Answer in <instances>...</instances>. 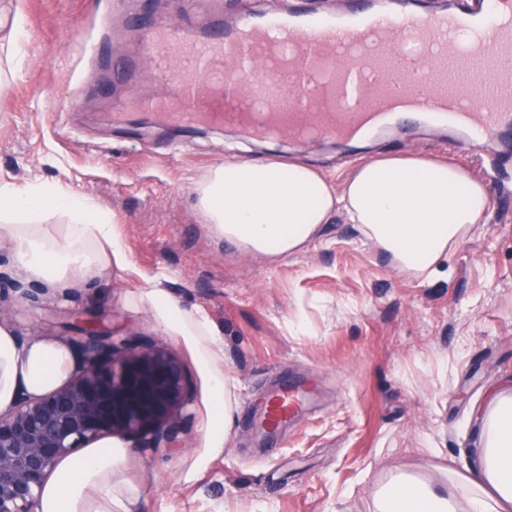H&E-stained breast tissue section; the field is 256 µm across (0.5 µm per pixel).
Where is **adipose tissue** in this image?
<instances>
[{
	"label": "adipose tissue",
	"mask_w": 512,
	"mask_h": 512,
	"mask_svg": "<svg viewBox=\"0 0 512 512\" xmlns=\"http://www.w3.org/2000/svg\"><path fill=\"white\" fill-rule=\"evenodd\" d=\"M194 193L206 222L235 247L271 259L292 255L340 212L414 276L435 272L490 208L486 188L464 169L413 155L368 159L339 189L303 163L228 161L212 167ZM49 211L68 216L63 237L42 233L39 220ZM0 239L13 243L20 270L50 286L93 273L98 245L109 244L115 261L124 258L107 212L87 197L38 183L0 185ZM145 301L165 331L195 350L207 376L208 418L203 450L189 469L194 475L223 453L234 422L230 381L220 366L224 343L205 314L182 309L164 289H149ZM73 362L60 343L22 342L0 327V411L57 386ZM478 418L481 448L470 473L432 477L396 467L374 486V512H512V392L493 391ZM124 456L106 438L62 460L40 492L39 512H132L139 489L120 475Z\"/></svg>",
	"instance_id": "1"
}]
</instances>
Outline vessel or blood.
Wrapping results in <instances>:
<instances>
[{
  "label": "vessel or blood",
  "mask_w": 512,
  "mask_h": 512,
  "mask_svg": "<svg viewBox=\"0 0 512 512\" xmlns=\"http://www.w3.org/2000/svg\"><path fill=\"white\" fill-rule=\"evenodd\" d=\"M502 4L446 0L424 12L418 0H391L385 10L358 0L343 16L287 8L202 37L151 28L142 52L175 93L146 106L183 125L239 123L262 110L255 135L271 128L298 139L308 129L321 137L385 131L404 106L467 146L495 139L511 148L512 11ZM311 396L305 380L277 385L270 421L287 426Z\"/></svg>",
  "instance_id": "1"
}]
</instances>
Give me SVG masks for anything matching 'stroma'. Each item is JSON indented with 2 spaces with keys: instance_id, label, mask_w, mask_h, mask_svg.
<instances>
[{
  "instance_id": "stroma-1",
  "label": "stroma",
  "mask_w": 512,
  "mask_h": 512,
  "mask_svg": "<svg viewBox=\"0 0 512 512\" xmlns=\"http://www.w3.org/2000/svg\"><path fill=\"white\" fill-rule=\"evenodd\" d=\"M288 0H0L21 12L25 35L0 31V185L37 182L80 194L112 215L125 260L63 304L114 335L139 334L182 363L195 417L176 450L126 437L122 475L140 490L135 512H374L372 483L395 466L474 468L476 414L490 391L512 383V161L487 176L495 153L455 147L447 131L406 123L359 142L287 137L248 140L228 125L169 138L125 131L143 100L166 89L137 58L144 28L205 31L215 20L280 10ZM104 41V56L84 45ZM24 74L13 78L16 53ZM67 129L70 140L56 137ZM90 143L108 145L97 161ZM449 160L484 182V223L449 248L438 270H397L343 216L303 251L270 260L225 245L196 208L194 186L233 159L298 161L339 185L362 160L382 154ZM163 288L203 312L224 339L234 423L208 468L186 472L204 443L206 376L181 339L166 333L140 296ZM0 326L20 339L64 343L71 332L52 307L8 300ZM316 374L319 390L288 428H258L280 379Z\"/></svg>"
}]
</instances>
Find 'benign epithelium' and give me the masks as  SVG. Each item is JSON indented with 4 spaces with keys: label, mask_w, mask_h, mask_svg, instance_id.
I'll list each match as a JSON object with an SVG mask.
<instances>
[{
    "label": "benign epithelium",
    "mask_w": 512,
    "mask_h": 512,
    "mask_svg": "<svg viewBox=\"0 0 512 512\" xmlns=\"http://www.w3.org/2000/svg\"><path fill=\"white\" fill-rule=\"evenodd\" d=\"M38 303L45 288L19 282ZM82 368L56 388L23 397L0 414V512H38L39 491L64 458L109 436L146 448H178V426L193 416L191 380L179 360L138 334L115 336L94 322L72 339Z\"/></svg>",
    "instance_id": "benign-epithelium-1"
}]
</instances>
